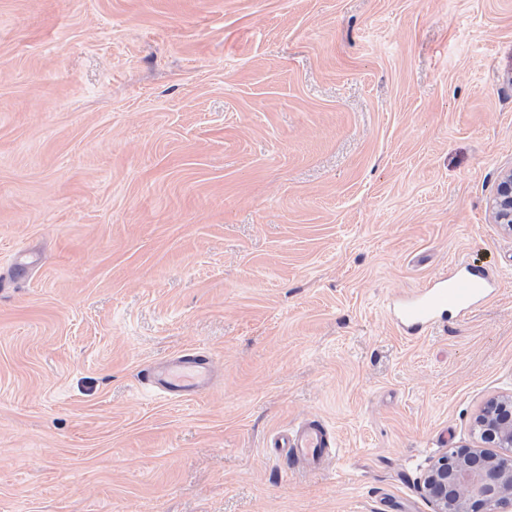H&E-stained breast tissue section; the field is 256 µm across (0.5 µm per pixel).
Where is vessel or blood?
<instances>
[{
	"instance_id": "vessel-or-blood-1",
	"label": "vessel or blood",
	"mask_w": 512,
	"mask_h": 512,
	"mask_svg": "<svg viewBox=\"0 0 512 512\" xmlns=\"http://www.w3.org/2000/svg\"><path fill=\"white\" fill-rule=\"evenodd\" d=\"M496 286L493 275L486 269L470 263L458 264L454 271L437 278L431 286L419 289L402 299L397 308V319L409 334H417L433 325L440 312L453 309L467 314L476 304L489 298ZM212 360L205 355H185L165 366L144 370V381L149 382L169 397L179 398L202 390L211 373ZM286 457L319 466L323 458L331 456L334 439L322 421L301 422L279 442Z\"/></svg>"
}]
</instances>
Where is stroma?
Returning <instances> with one entry per match:
<instances>
[{
    "mask_svg": "<svg viewBox=\"0 0 512 512\" xmlns=\"http://www.w3.org/2000/svg\"><path fill=\"white\" fill-rule=\"evenodd\" d=\"M510 169L512 0H0V512H432L512 394ZM460 259L498 293L404 335ZM490 208L496 224L512 234V170L505 172L499 181ZM212 360L205 355H185L159 368L143 370L144 381L171 398L193 395L202 390L211 373ZM275 448H285L286 457L310 467L321 464L323 457H330L336 444L320 420L301 422L275 443Z\"/></svg>",
    "mask_w": 512,
    "mask_h": 512,
    "instance_id": "obj_1",
    "label": "stroma"
}]
</instances>
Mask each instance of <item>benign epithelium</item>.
I'll list each match as a JSON object with an SVG mask.
<instances>
[{"mask_svg":"<svg viewBox=\"0 0 512 512\" xmlns=\"http://www.w3.org/2000/svg\"><path fill=\"white\" fill-rule=\"evenodd\" d=\"M490 208L512 234V170ZM476 445L452 448L426 468L420 489L434 512H512V395L489 401L475 417Z\"/></svg>","mask_w":512,"mask_h":512,"instance_id":"1","label":"benign epithelium"}]
</instances>
